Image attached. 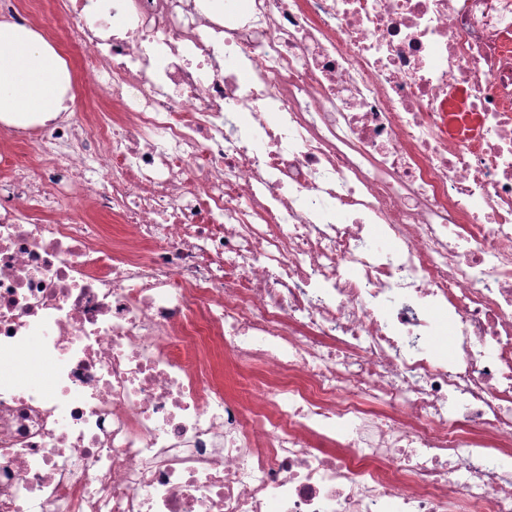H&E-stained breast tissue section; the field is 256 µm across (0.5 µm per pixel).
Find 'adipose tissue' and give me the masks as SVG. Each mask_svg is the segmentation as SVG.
<instances>
[{
  "instance_id": "1",
  "label": "adipose tissue",
  "mask_w": 512,
  "mask_h": 512,
  "mask_svg": "<svg viewBox=\"0 0 512 512\" xmlns=\"http://www.w3.org/2000/svg\"><path fill=\"white\" fill-rule=\"evenodd\" d=\"M72 103L71 76L56 46L34 28L0 21V120L43 122Z\"/></svg>"
}]
</instances>
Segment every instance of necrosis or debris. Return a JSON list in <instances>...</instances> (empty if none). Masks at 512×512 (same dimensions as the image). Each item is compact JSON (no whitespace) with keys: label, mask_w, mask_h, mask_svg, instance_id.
Segmentation results:
<instances>
[{"label":"necrosis or debris","mask_w":512,"mask_h":512,"mask_svg":"<svg viewBox=\"0 0 512 512\" xmlns=\"http://www.w3.org/2000/svg\"><path fill=\"white\" fill-rule=\"evenodd\" d=\"M207 4L0 122V512H512V0ZM241 374L228 368L225 379V387L229 393L238 397L244 403L250 400V395L253 391L254 377L257 371H250L248 369L241 370Z\"/></svg>","instance_id":"obj_1"}]
</instances>
